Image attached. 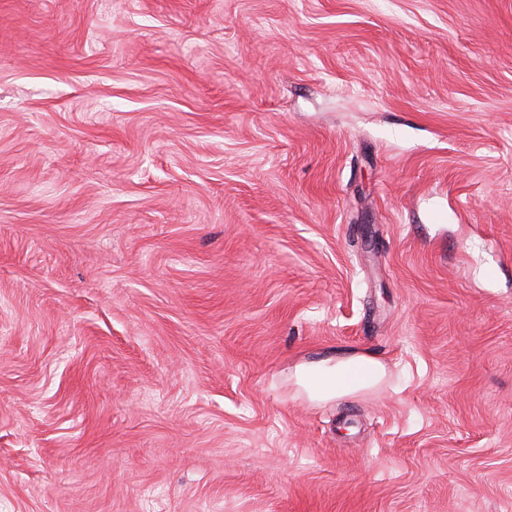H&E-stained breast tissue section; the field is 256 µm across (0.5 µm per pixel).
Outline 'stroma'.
Listing matches in <instances>:
<instances>
[{"instance_id": "obj_1", "label": "stroma", "mask_w": 512, "mask_h": 512, "mask_svg": "<svg viewBox=\"0 0 512 512\" xmlns=\"http://www.w3.org/2000/svg\"><path fill=\"white\" fill-rule=\"evenodd\" d=\"M0 512H512V0H0ZM383 364L366 354L328 356L296 367L298 383L318 403L359 396L383 380Z\"/></svg>"}]
</instances>
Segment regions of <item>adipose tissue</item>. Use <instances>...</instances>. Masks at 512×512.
I'll list each match as a JSON object with an SVG mask.
<instances>
[{
	"label": "adipose tissue",
	"mask_w": 512,
	"mask_h": 512,
	"mask_svg": "<svg viewBox=\"0 0 512 512\" xmlns=\"http://www.w3.org/2000/svg\"><path fill=\"white\" fill-rule=\"evenodd\" d=\"M384 375L380 361L360 353L328 356L296 368L299 384L318 403L361 395L376 388Z\"/></svg>",
	"instance_id": "1"
}]
</instances>
